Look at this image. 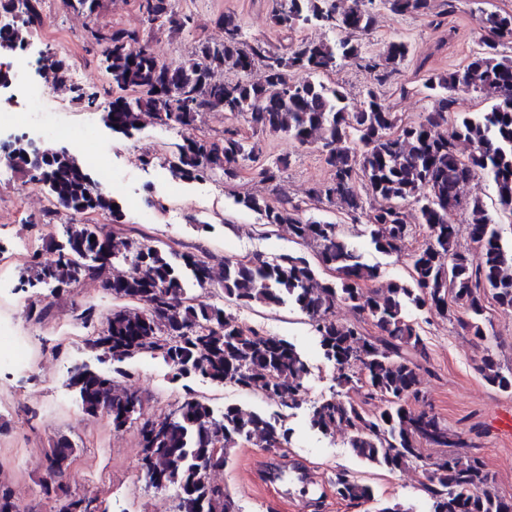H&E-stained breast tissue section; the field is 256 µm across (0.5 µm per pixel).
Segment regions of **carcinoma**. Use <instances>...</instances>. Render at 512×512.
<instances>
[{
	"label": "carcinoma",
	"instance_id": "carcinoma-1",
	"mask_svg": "<svg viewBox=\"0 0 512 512\" xmlns=\"http://www.w3.org/2000/svg\"><path fill=\"white\" fill-rule=\"evenodd\" d=\"M396 14H421L431 10V0H387ZM42 0H22L23 23L10 33L0 32V55L23 49L30 30L42 24ZM139 11L151 26L185 27L190 17L179 15L175 0H139ZM283 32L317 24L338 32L332 42L290 41L283 50L264 41L246 44L235 16L222 19L224 39L198 42L191 57L168 63L148 46L138 51L136 30L117 29L94 36L102 47L109 85H127L131 97L109 102L106 119L112 132L128 138L140 130L145 114L167 124L193 128L207 112L245 117L256 130L281 134L305 147L319 140L323 159L331 171L327 183L311 190L318 202L344 209L356 222L365 218V233L374 251L399 254L412 232L407 208L415 207L418 223L426 229L424 243L408 255L410 279L375 286L380 267L369 264L349 241L344 225L304 217L300 204L286 195L275 200L260 195L234 197V205L257 215L258 224H286L294 242L312 249V256L293 252L272 259L260 253L247 260L224 261L219 271L204 252L166 250L147 233L125 228L126 214L119 196L103 188L88 166L57 148L50 169L18 172L27 181L48 188L49 207L41 223L52 224L62 215L80 213L83 205L109 217L117 228L103 234L93 224L71 220L63 225V240L48 241L55 259L39 261L40 250L30 255L21 287L68 292L85 279L101 282L132 307L112 310L99 321L87 306L78 315L88 329L85 348L97 364L71 371L69 386L77 393L83 412L103 416L121 431L139 411L142 398L134 389L119 388L117 378L131 375L129 363L139 355H157L184 381V394L159 415L140 423L139 467L150 478L174 492L176 512H242L211 474L226 466L230 451L240 441L258 448H287L292 429L287 419L305 403L304 378L309 365L291 341L240 324L222 303L198 306L188 288L216 286L219 297L237 306L289 305L304 315L318 338L325 360L336 367L333 391L309 409L312 430L328 436L343 428L346 447L361 462L390 472L425 462L423 449L460 447L463 441L448 423L432 411L414 412L409 399L421 395L418 359L426 346L408 312L427 310L456 323L483 348L479 371L499 390L512 393V371H503L489 343L486 312L494 302L512 309V247L502 242L501 217L512 218V12L483 11L479 18V50L462 68L446 76L427 75L424 86L434 98L431 111L419 122L401 124L375 91L353 107L346 93L318 80L342 62L355 63L381 82L407 55L402 42L388 43L377 58L366 57L357 36L370 31L375 15L365 0L338 12L328 0H284L271 15ZM261 66L260 83L246 80L224 83L215 73L226 67L243 74ZM172 85L181 97L168 99L164 88ZM473 90L487 105L480 112H454L455 95ZM469 145L461 153L459 145ZM254 146L237 130L227 128L217 139L187 137L165 155L162 165L183 182L239 176V161L251 156ZM287 159L277 158L258 171L262 181L274 183ZM477 176L492 187L494 207L475 199L468 205L467 236L471 247L459 242L453 216L462 206L460 188ZM385 201L366 207L364 196ZM96 237L90 241V237ZM111 259L102 264L82 257L81 248L93 245ZM344 304L368 319L376 335L364 334L360 323H339L336 305ZM52 303L33 298L28 318L41 322ZM109 364V369L99 368ZM201 380L270 398L277 410H246L227 402L220 412L198 395L190 382ZM364 392L379 396L384 406L367 412L348 395ZM222 443L215 461L210 448ZM76 448L58 439L46 454L53 475L39 481L42 495L73 504L90 500L68 494L66 480ZM424 489L432 501L431 512H512V498L492 492V477L481 457L442 454L426 469ZM336 497L353 506L374 500L371 486L352 479L345 471L332 480ZM0 512H33L0 485Z\"/></svg>",
	"mask_w": 512,
	"mask_h": 512
}]
</instances>
